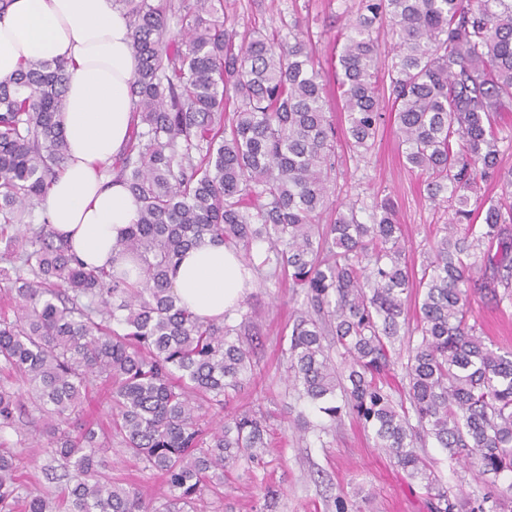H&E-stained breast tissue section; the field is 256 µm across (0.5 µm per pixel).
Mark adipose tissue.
<instances>
[{
    "instance_id": "obj_1",
    "label": "adipose tissue",
    "mask_w": 512,
    "mask_h": 512,
    "mask_svg": "<svg viewBox=\"0 0 512 512\" xmlns=\"http://www.w3.org/2000/svg\"><path fill=\"white\" fill-rule=\"evenodd\" d=\"M113 0H11L0 19V83L28 59H62L71 73L61 122L70 159L45 201L48 219L86 264L101 266L137 219V205L100 173L125 147L133 121L129 83L136 62ZM242 262L211 243L187 251L173 282L192 311L223 320L243 296Z\"/></svg>"
}]
</instances>
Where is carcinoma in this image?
Segmentation results:
<instances>
[{"label":"carcinoma","mask_w":512,"mask_h":512,"mask_svg":"<svg viewBox=\"0 0 512 512\" xmlns=\"http://www.w3.org/2000/svg\"><path fill=\"white\" fill-rule=\"evenodd\" d=\"M136 61L133 130L104 167L132 194L138 219L112 252L137 271L87 267L37 212L68 159L60 124L64 62H24L0 83V512H195L224 470L263 463V416L224 408L253 374L239 327L180 304L173 279L206 241L243 253L249 270L288 277L303 296L287 378L323 421L358 422L427 494L429 512H505L512 504V350L469 322L473 294L512 303V169L496 126L512 112V0H360L340 32L338 89L349 147L375 143L394 113L402 158L427 175L433 201L455 204L420 274L405 260L389 198L368 221L350 206L331 224L327 182L336 128L307 43L236 44L226 0H113ZM389 23L387 77L372 38ZM500 186L487 202L481 183ZM414 299L416 319L409 317ZM404 371L394 389L387 377ZM110 391L109 430L78 422L88 387ZM36 433L48 481L32 494L6 437ZM117 439L167 492L147 500L112 482ZM432 441L476 460L496 491L462 504L417 448Z\"/></svg>","instance_id":"cac0c4a2"}]
</instances>
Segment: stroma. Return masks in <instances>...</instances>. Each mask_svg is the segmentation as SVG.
Listing matches in <instances>:
<instances>
[{
	"label": "stroma",
	"mask_w": 512,
	"mask_h": 512,
	"mask_svg": "<svg viewBox=\"0 0 512 512\" xmlns=\"http://www.w3.org/2000/svg\"><path fill=\"white\" fill-rule=\"evenodd\" d=\"M359 0H229L227 24L239 36L260 31L285 40L301 29L321 67L328 99H335L337 82L336 34L357 15ZM336 134V168L328 182L331 201L355 205L367 218L375 197L391 195L404 231L407 256L421 263L423 251L450 216L447 203L427 199L424 176L409 169L398 152V132L393 120L381 127L372 150L356 156L344 134L343 113H333ZM302 299L285 280L250 273L249 284L233 322L245 325L254 348L253 375L228 404V412H263L269 425V452L254 473L232 470L224 475V495L206 497L197 512H260L266 489L278 493L274 512H336L335 501L356 502L360 512H427L426 494L409 483L404 472L352 420L336 432L315 439L292 428L305 406L296 400L285 381V349L293 324L292 313ZM472 317L486 335L512 348V305L495 307L480 296L472 298ZM8 442L17 455L18 472L29 490L48 488L41 471L44 457L33 439ZM423 456L441 477L450 496L481 497L491 486L476 467L451 460L442 449L427 445ZM108 458L113 479L135 484L147 496L165 492L161 479L144 471L141 463L113 447Z\"/></svg>",
	"instance_id": "1"
}]
</instances>
